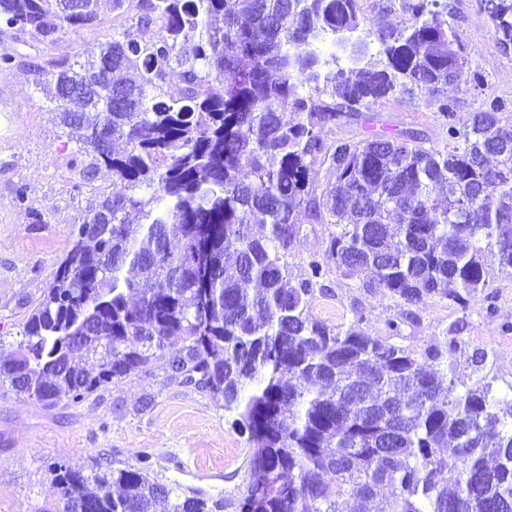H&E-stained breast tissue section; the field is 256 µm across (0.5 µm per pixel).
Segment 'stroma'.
<instances>
[{"label": "stroma", "instance_id": "1", "mask_svg": "<svg viewBox=\"0 0 512 512\" xmlns=\"http://www.w3.org/2000/svg\"><path fill=\"white\" fill-rule=\"evenodd\" d=\"M449 20L467 47L468 62L449 86L457 117L467 121L489 100L501 105L500 117L512 123V55L497 46L481 0H446ZM137 36L135 21L117 16L102 0L91 28H64L56 41L22 47L9 69H0V339L18 342L25 317L42 295L71 245V232L103 197L121 185L106 171L83 178L76 165L75 134L62 128L48 95L36 84L37 68L48 61L85 60L88 48L113 32ZM405 129L419 131L429 143L445 144L443 119L427 95L373 106L368 120L329 131L328 139H365ZM24 195H17V188ZM330 296L316 297L314 318L340 323L360 303L366 326L385 331L398 307L382 289L364 292L355 281L330 277ZM463 322L456 354V377L472 373L471 358L490 357L484 372L494 390L512 386V276H499L492 288L460 312L445 300L419 307L405 324L401 345L421 351L445 345L448 329ZM152 409L139 411L145 394ZM150 456V472L160 482L177 483L205 497L222 500L237 494L249 475L254 447L229 427L223 407L190 387L163 384L161 376H134L63 410H46L0 385V512H51L58 501L49 465L60 460L91 467L99 459L138 465Z\"/></svg>", "mask_w": 512, "mask_h": 512}]
</instances>
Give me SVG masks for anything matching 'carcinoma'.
Here are the masks:
<instances>
[{"label": "carcinoma", "mask_w": 512, "mask_h": 512, "mask_svg": "<svg viewBox=\"0 0 512 512\" xmlns=\"http://www.w3.org/2000/svg\"><path fill=\"white\" fill-rule=\"evenodd\" d=\"M62 2L8 0L0 34L48 45L98 20L97 0L72 13ZM401 8L407 25L371 28L362 0H136L140 38L114 34L83 63L38 68L61 124L83 131L84 177L105 169L123 191L74 229L22 339H0V384L68 408L151 373L175 345L164 382L222 403L256 448L246 491L222 504L155 481L147 455L89 471L53 462L62 512H154L160 500L168 512H512V387L456 378L457 325L444 349L393 341L413 308L439 298L464 313L512 276V124L491 100L457 125L443 91L467 53L448 8ZM485 13L511 54L512 0ZM359 43L357 66H336L334 48ZM91 78L95 96L71 109L64 90ZM419 93L446 122L443 146L408 129L326 138ZM301 214L327 238L295 274ZM333 274L385 290L401 310L388 335L356 303L341 323L310 315Z\"/></svg>", "instance_id": "1"}]
</instances>
